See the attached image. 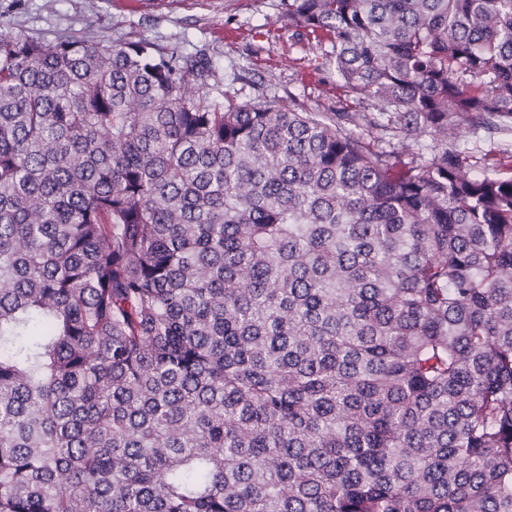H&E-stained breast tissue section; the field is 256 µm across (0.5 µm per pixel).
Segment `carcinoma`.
Returning <instances> with one entry per match:
<instances>
[{
    "label": "carcinoma",
    "instance_id": "obj_1",
    "mask_svg": "<svg viewBox=\"0 0 512 512\" xmlns=\"http://www.w3.org/2000/svg\"><path fill=\"white\" fill-rule=\"evenodd\" d=\"M282 6L374 111L0 32V512H512V0ZM460 149L465 151L469 157L467 162H484L487 154L498 152L501 149H508L512 152V128L503 132H480L475 138L466 133L459 140Z\"/></svg>",
    "mask_w": 512,
    "mask_h": 512
}]
</instances>
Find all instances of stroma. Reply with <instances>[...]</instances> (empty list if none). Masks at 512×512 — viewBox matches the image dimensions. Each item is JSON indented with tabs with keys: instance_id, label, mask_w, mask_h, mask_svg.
Wrapping results in <instances>:
<instances>
[{
	"instance_id": "1",
	"label": "stroma",
	"mask_w": 512,
	"mask_h": 512,
	"mask_svg": "<svg viewBox=\"0 0 512 512\" xmlns=\"http://www.w3.org/2000/svg\"><path fill=\"white\" fill-rule=\"evenodd\" d=\"M0 30L47 40L83 36L204 52L224 75L225 97H292L312 112L359 101L329 78L328 43L289 21L281 0H0Z\"/></svg>"
}]
</instances>
